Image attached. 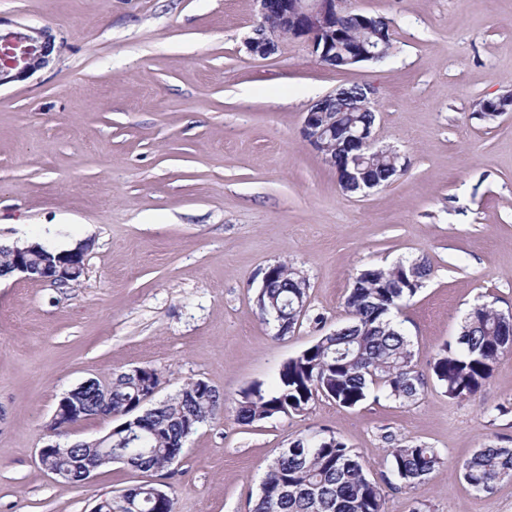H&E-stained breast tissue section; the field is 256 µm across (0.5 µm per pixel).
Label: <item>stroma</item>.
Instances as JSON below:
<instances>
[{
  "label": "stroma",
  "instance_id": "obj_1",
  "mask_svg": "<svg viewBox=\"0 0 512 512\" xmlns=\"http://www.w3.org/2000/svg\"><path fill=\"white\" fill-rule=\"evenodd\" d=\"M349 5L391 21L384 61L335 70L288 37L253 56L256 0H0L1 26L49 28L59 48L0 87V240L93 243L70 287L0 282V512H92L141 480L114 463L68 483L37 460L64 393L132 367L159 372V398L201 379L226 399L160 478L175 512H250L276 449L321 429L359 455L386 512H512V481L478 494L460 471L478 448H512V352L473 399L448 398L432 372L475 304L512 311V112L473 115L512 90V0ZM353 83L378 88V142L409 161L364 196L301 135L309 106ZM420 258L431 274L398 320L421 396L236 421L242 388L271 386L344 323L359 270ZM276 262L310 285L309 320L281 339L254 302ZM414 443L442 462L402 489L387 450Z\"/></svg>",
  "mask_w": 512,
  "mask_h": 512
}]
</instances>
